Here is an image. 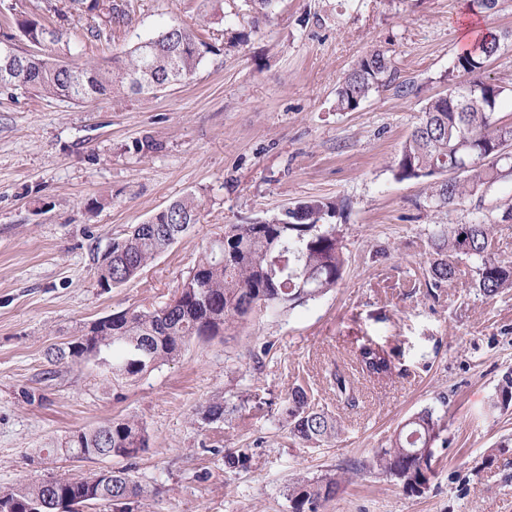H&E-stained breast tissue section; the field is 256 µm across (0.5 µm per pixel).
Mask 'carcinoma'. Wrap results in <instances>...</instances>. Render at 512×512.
<instances>
[{
	"label": "carcinoma",
	"instance_id": "cac0c4a2",
	"mask_svg": "<svg viewBox=\"0 0 512 512\" xmlns=\"http://www.w3.org/2000/svg\"><path fill=\"white\" fill-rule=\"evenodd\" d=\"M276 0H244L254 25L269 20ZM103 0H43V20L17 21L19 38L31 49L17 51L11 61L0 56V84L19 82L26 91L75 103L94 102L110 96L141 94L154 86L169 87L190 82L204 57V43L187 26L173 25L156 36L131 46L112 61L69 63L43 48L60 47L63 33L49 27L52 19L73 12L93 24L86 38H112V32L128 24L129 0H112L108 21H102ZM505 37L488 31L460 52L448 71V92L430 98L422 119L402 144L395 166L400 180L430 182L434 207H448L478 193L484 187L512 178V164L496 160L498 148L512 141V126L496 118L499 99L507 88L481 80L477 74L495 58ZM462 81H456V78ZM406 85L398 82L392 59L380 49L362 56L336 92V110L350 112L375 90ZM469 164L466 178L448 184L440 175ZM336 209L332 202L310 199L270 219L254 224L224 226L223 255L204 252L182 280L179 298L160 308L112 313L103 323L95 321L79 330L68 349L59 348L51 361L68 357L90 358L96 354L110 362L113 378L134 377L178 357L194 337L221 336L235 322L254 310L292 309L336 287L342 279L345 258L336 228L322 223ZM199 221V201L186 195L172 201L146 224L112 240V249L97 257L98 285L111 289L134 280L156 256L172 246L184 225ZM492 220L485 214L467 224L438 225L431 235L437 258L430 265L436 288L455 275V260L473 265L474 288L494 297L512 288V264L493 255ZM356 370L364 377L383 379L393 374L391 354L376 344H363L353 354ZM333 390L345 402L355 401V387L344 374L330 373ZM512 404V370L498 384L496 406ZM282 422L289 435L306 445H319L336 437L338 421L312 403L301 385L283 398ZM447 422L432 409L415 413L401 426L387 448L374 456L372 466L393 476L403 490L420 494L427 488L438 444L445 442ZM148 438L135 419L114 420L97 428L72 433L67 451L79 461L101 456L132 460ZM351 477L327 473L316 479H299L288 486L291 512H322ZM86 507L97 501L112 503L113 512H130L132 500L143 489L130 469L112 471V484L102 482L99 472L87 476L50 479L0 488V512H30L48 495Z\"/></svg>",
	"mask_w": 512,
	"mask_h": 512
}]
</instances>
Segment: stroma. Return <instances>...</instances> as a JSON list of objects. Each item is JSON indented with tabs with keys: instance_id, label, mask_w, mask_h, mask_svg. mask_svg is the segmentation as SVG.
Segmentation results:
<instances>
[{
	"instance_id": "stroma-1",
	"label": "stroma",
	"mask_w": 512,
	"mask_h": 512,
	"mask_svg": "<svg viewBox=\"0 0 512 512\" xmlns=\"http://www.w3.org/2000/svg\"><path fill=\"white\" fill-rule=\"evenodd\" d=\"M240 5L131 0V24L102 42L85 38L86 17L56 23L85 60L191 26L213 50L189 84L80 105L0 93V487L126 466L145 490L132 512H290L293 481L354 467L324 512H512V468L483 464L512 437V407L494 405L512 368V290L480 295L465 259L443 287L430 275L435 225L480 212L495 221L496 258L512 262V221L501 219L512 181L438 209L427 182L393 172L426 99L448 89L466 24L512 33V0L478 14L468 0H278L257 28ZM373 49L391 57L406 91L337 111L339 84ZM187 194L198 223L136 279L100 288L97 253ZM311 198L342 205L329 219L346 258L336 288L191 339L130 379L87 359L51 363L49 349L88 323L167 302L225 225ZM369 341L392 351L395 372L358 379L351 407L329 373H349ZM297 384L339 420L336 438L305 447L289 437L279 406ZM216 400L235 413L202 420ZM425 408L446 414L448 430L427 489L411 496L371 462ZM122 418L148 434L132 463L63 453L73 432ZM240 449L245 464L225 465Z\"/></svg>"
}]
</instances>
